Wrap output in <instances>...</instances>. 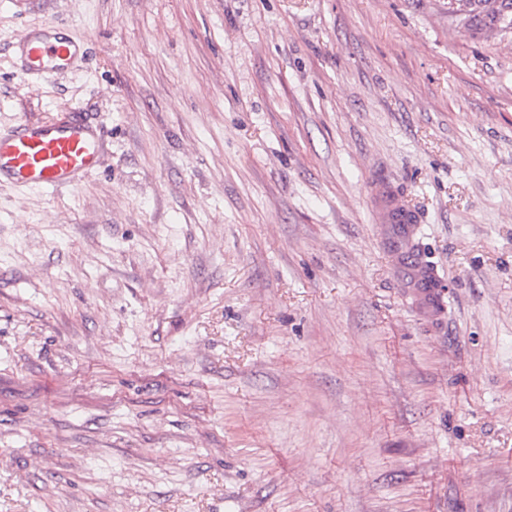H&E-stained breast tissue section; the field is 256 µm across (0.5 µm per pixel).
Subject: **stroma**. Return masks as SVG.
<instances>
[{"label":"stroma","mask_w":512,"mask_h":512,"mask_svg":"<svg viewBox=\"0 0 512 512\" xmlns=\"http://www.w3.org/2000/svg\"><path fill=\"white\" fill-rule=\"evenodd\" d=\"M54 22L85 63L33 84ZM0 512H512V33L448 0H0ZM383 183L415 206L409 288ZM19 73L29 81L68 71L79 53L80 45L60 36L54 26L36 31L22 30L14 41ZM105 155L97 128L82 117L22 121L0 130V182L51 192L74 187L103 165Z\"/></svg>","instance_id":"1"}]
</instances>
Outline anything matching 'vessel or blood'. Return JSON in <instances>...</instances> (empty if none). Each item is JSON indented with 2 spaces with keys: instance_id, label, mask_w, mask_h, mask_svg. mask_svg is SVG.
I'll list each match as a JSON object with an SVG mask.
<instances>
[{
  "instance_id": "obj_1",
  "label": "vessel or blood",
  "mask_w": 512,
  "mask_h": 512,
  "mask_svg": "<svg viewBox=\"0 0 512 512\" xmlns=\"http://www.w3.org/2000/svg\"><path fill=\"white\" fill-rule=\"evenodd\" d=\"M21 76L37 81L68 71L80 45L54 27L20 31L14 41ZM105 149L96 127L82 117L55 124L23 121L0 130V182L21 189L56 191L78 185L104 163ZM380 213L388 224H413L416 211L405 201L377 190Z\"/></svg>"
}]
</instances>
